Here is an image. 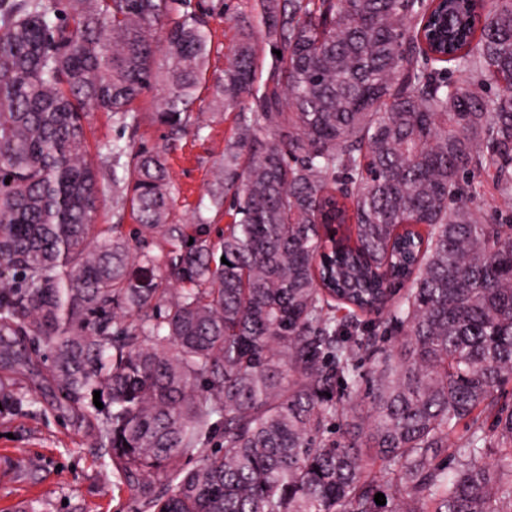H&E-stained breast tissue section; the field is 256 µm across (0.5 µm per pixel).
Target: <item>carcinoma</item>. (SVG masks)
I'll use <instances>...</instances> for the list:
<instances>
[{
    "mask_svg": "<svg viewBox=\"0 0 512 512\" xmlns=\"http://www.w3.org/2000/svg\"><path fill=\"white\" fill-rule=\"evenodd\" d=\"M190 5L0 0V370L29 344L69 406L107 393L87 432L149 512H512V217L465 206L477 173L512 196V0H257L215 239L169 222L162 151L85 148L152 86L186 126L224 17ZM108 192L162 266L97 230Z\"/></svg>",
    "mask_w": 512,
    "mask_h": 512,
    "instance_id": "carcinoma-1",
    "label": "carcinoma"
}]
</instances>
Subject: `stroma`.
<instances>
[{
	"instance_id": "35a3bbf8",
	"label": "stroma",
	"mask_w": 512,
	"mask_h": 512,
	"mask_svg": "<svg viewBox=\"0 0 512 512\" xmlns=\"http://www.w3.org/2000/svg\"><path fill=\"white\" fill-rule=\"evenodd\" d=\"M161 96L157 88L144 91L136 103L141 123L134 133L108 113H89L87 148L94 154L117 141L134 151L162 149L176 187L171 221L193 224L202 218L219 231L231 218L211 206L208 191L224 167L234 115L213 110L210 92L202 91L186 127L173 138L152 120ZM49 365L42 355L0 380V512H144L140 498L113 475L110 457L59 407L44 381Z\"/></svg>"
}]
</instances>
